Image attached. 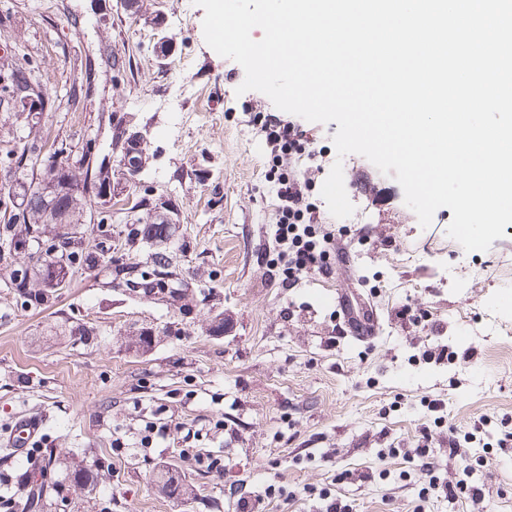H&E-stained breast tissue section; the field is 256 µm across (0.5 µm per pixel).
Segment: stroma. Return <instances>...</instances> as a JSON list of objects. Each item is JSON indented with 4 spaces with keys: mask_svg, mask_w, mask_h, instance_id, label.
<instances>
[{
    "mask_svg": "<svg viewBox=\"0 0 512 512\" xmlns=\"http://www.w3.org/2000/svg\"><path fill=\"white\" fill-rule=\"evenodd\" d=\"M204 14L193 0H0V65L34 69L55 99L37 132L45 150L106 145L130 127L145 135L148 167L115 168L114 179L175 203L166 248L191 297L183 311L78 273L54 307L34 312L3 283L24 255H0V436L39 411L46 447L98 462L83 512H241L259 495V512H323L324 488L350 512H512V444L498 447L497 426L467 456L482 500L424 498L415 454L426 443L447 464L450 430L512 418V224L488 251L465 252L447 234L449 208L421 227L399 183L350 154L345 179L374 188L347 191L364 222L326 219L352 252L350 270L281 287L264 261L277 199L260 127L275 107L261 92L237 94L245 72L206 44ZM164 34L175 45L167 57ZM107 112L112 124L99 126ZM299 125L319 151L298 163L319 205L338 125ZM352 292L380 319L365 342L345 335L336 308ZM405 304L427 313L425 325L402 324ZM492 305L504 331L486 326ZM56 320L88 342L45 335ZM142 326L153 331L145 350L128 342ZM441 346L454 359L429 357ZM433 400L440 414L426 410ZM203 452L218 466L197 464ZM162 465L190 495L158 489Z\"/></svg>",
    "mask_w": 512,
    "mask_h": 512,
    "instance_id": "1",
    "label": "stroma"
}]
</instances>
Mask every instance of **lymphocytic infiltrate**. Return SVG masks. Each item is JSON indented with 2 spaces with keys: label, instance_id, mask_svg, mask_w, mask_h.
<instances>
[{
  "label": "lymphocytic infiltrate",
  "instance_id": "lymphocytic-infiltrate-1",
  "mask_svg": "<svg viewBox=\"0 0 512 512\" xmlns=\"http://www.w3.org/2000/svg\"><path fill=\"white\" fill-rule=\"evenodd\" d=\"M262 131L270 149L271 166L266 178L272 183L278 200L274 239L279 252L272 260L271 267L285 287L313 272L330 274L332 239L330 234L317 232L322 224L321 213L314 204L307 202L308 186L302 183L299 174L281 166L284 157L293 158L305 153L306 136L295 124L284 122L273 114L267 116ZM489 424V419L485 418L463 433L449 436L448 457L456 463L454 476H441V468L437 462L430 460L428 448L418 449V456L426 460L429 494L451 501L465 491L472 497H482V488L471 480L472 469L463 457V447L483 444Z\"/></svg>",
  "mask_w": 512,
  "mask_h": 512
}]
</instances>
